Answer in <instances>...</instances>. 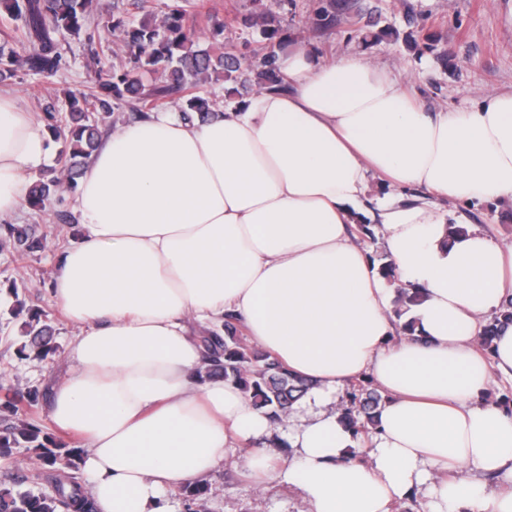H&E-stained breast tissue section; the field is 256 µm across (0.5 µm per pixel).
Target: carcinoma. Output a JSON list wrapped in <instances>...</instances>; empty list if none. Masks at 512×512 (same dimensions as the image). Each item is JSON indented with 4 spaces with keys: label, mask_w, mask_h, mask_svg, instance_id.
Returning a JSON list of instances; mask_svg holds the SVG:
<instances>
[{
    "label": "carcinoma",
    "mask_w": 512,
    "mask_h": 512,
    "mask_svg": "<svg viewBox=\"0 0 512 512\" xmlns=\"http://www.w3.org/2000/svg\"><path fill=\"white\" fill-rule=\"evenodd\" d=\"M256 2L257 10L243 22L242 46L249 47L250 36L257 33L260 47L245 62L226 51L222 26L212 31L209 47L198 48L194 32L185 24L189 10L198 6L197 0H161L160 26L148 17L136 23L121 17L112 19V34L134 54L133 65L112 69L97 91H68L67 110L46 113L48 131L53 139L64 141V149L59 154L60 168L33 181L27 198L29 208L43 212L60 192L76 189L80 169L101 144L99 123L110 116L117 101L135 102L148 110L174 103L185 118L203 120L213 112L214 102L197 87L212 77L224 81L229 99L246 98L255 86L261 90L282 87L276 60L279 51L294 38L262 0ZM91 13L92 0H0V16L11 23L7 39L0 43V82L14 77L22 67L47 77L55 75L63 61L61 38L86 32ZM322 13L325 18L334 19L339 14L343 21H351L348 5L342 0H327ZM157 72L161 73L159 82L144 92V78ZM0 243L12 246L21 256H30L45 251L48 234H38L27 224L2 223ZM377 271L397 290L396 316L421 301L419 291L400 283L392 262L380 263ZM28 314L29 320L22 327L23 335L28 337L27 357L43 361L53 352V328L41 321L42 310L30 308ZM508 322H512V303L484 325V350L491 349L499 327ZM198 339L206 352L208 371L239 387L276 425L283 424L310 387L308 381L294 377L269 353L250 345L240 321L231 314L224 317V334L201 327ZM1 389L17 421L0 427V456L27 443L36 451V463L24 480L10 486L0 482V512H97L92 496L75 474L78 466L73 450L63 444L48 447L42 428L22 418L26 408L38 401V392L17 400L10 396L11 388L0 385ZM349 399L350 406L342 409L341 418L354 436L365 435L375 425L376 412L385 396L368 378L352 385ZM44 479L52 480L53 493L22 488ZM207 491V485L200 481L183 488L187 512H199Z\"/></svg>",
    "instance_id": "1"
}]
</instances>
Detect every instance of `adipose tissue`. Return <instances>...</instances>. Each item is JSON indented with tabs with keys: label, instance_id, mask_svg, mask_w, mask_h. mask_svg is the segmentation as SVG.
<instances>
[{
	"label": "adipose tissue",
	"instance_id": "1",
	"mask_svg": "<svg viewBox=\"0 0 512 512\" xmlns=\"http://www.w3.org/2000/svg\"><path fill=\"white\" fill-rule=\"evenodd\" d=\"M279 68L287 90L225 102L208 121L169 110L115 128L79 180L82 235L50 287L79 330L75 368L50 417L79 438L98 512H175L170 491L240 448L255 487L298 490L311 512H390L415 493L427 512H512V487L482 481L512 480V410L484 398L492 374L512 377V324L489 353L478 345L512 301V246L451 213L512 201V91L431 112L357 55L299 46ZM49 157L44 124L0 92V220ZM373 177L387 192L372 200ZM357 224L380 225L401 281L421 291L415 338L399 337ZM228 311L314 383L284 440L202 373L194 327L223 330ZM366 374L386 400L356 439L336 404Z\"/></svg>",
	"mask_w": 512,
	"mask_h": 512
}]
</instances>
